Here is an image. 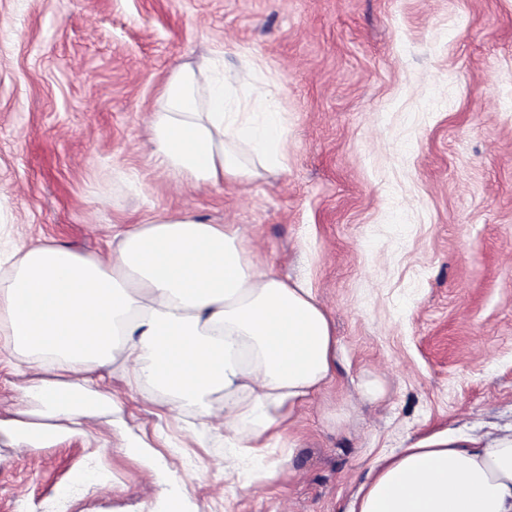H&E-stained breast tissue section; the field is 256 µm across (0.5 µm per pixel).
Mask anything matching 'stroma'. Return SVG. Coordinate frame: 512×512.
<instances>
[{"label": "stroma", "mask_w": 512, "mask_h": 512, "mask_svg": "<svg viewBox=\"0 0 512 512\" xmlns=\"http://www.w3.org/2000/svg\"><path fill=\"white\" fill-rule=\"evenodd\" d=\"M215 53L261 66L287 171L198 187L149 164L163 80ZM173 212L245 227L333 318L293 475L209 469L222 437L107 372L133 434L198 480L144 483L105 417L47 448L0 433V512H347L376 457L512 431V0H0V243L104 255L113 225Z\"/></svg>", "instance_id": "obj_1"}]
</instances>
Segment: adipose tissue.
<instances>
[{"mask_svg": "<svg viewBox=\"0 0 512 512\" xmlns=\"http://www.w3.org/2000/svg\"><path fill=\"white\" fill-rule=\"evenodd\" d=\"M258 66L226 77L217 62L185 63L162 83L148 130L153 162L195 186L248 184L288 167V128L256 92ZM0 361L41 377L23 389L26 420L0 432L42 448L87 434L119 398L97 371L125 377L130 397L160 393L191 411L232 452L220 472L266 464L300 410L336 378L340 341L324 303L302 280L260 263L245 228L192 214L160 215L118 231L108 256L49 242L0 253ZM350 512H512V432L483 441L419 440L384 458Z\"/></svg>", "mask_w": 512, "mask_h": 512, "instance_id": "obj_1", "label": "adipose tissue"}]
</instances>
